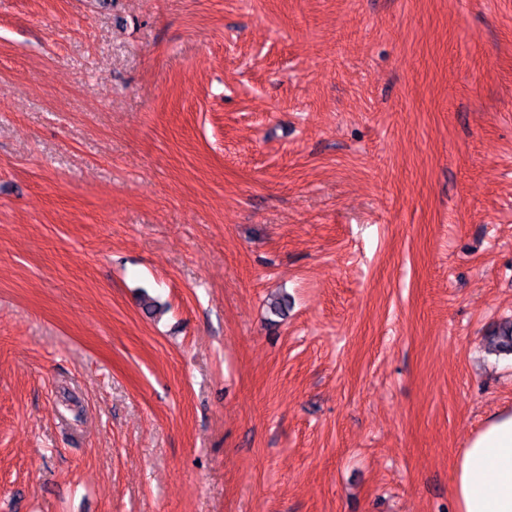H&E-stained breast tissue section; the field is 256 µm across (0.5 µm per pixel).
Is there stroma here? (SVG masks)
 <instances>
[{
    "label": "stroma",
    "instance_id": "stroma-1",
    "mask_svg": "<svg viewBox=\"0 0 512 512\" xmlns=\"http://www.w3.org/2000/svg\"><path fill=\"white\" fill-rule=\"evenodd\" d=\"M510 317L512 0H0V512H455ZM487 341L492 352L512 355V321L493 329L487 336Z\"/></svg>",
    "mask_w": 512,
    "mask_h": 512
}]
</instances>
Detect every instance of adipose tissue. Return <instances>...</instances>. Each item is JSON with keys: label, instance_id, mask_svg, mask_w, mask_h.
<instances>
[{"label": "adipose tissue", "instance_id": "obj_1", "mask_svg": "<svg viewBox=\"0 0 512 512\" xmlns=\"http://www.w3.org/2000/svg\"><path fill=\"white\" fill-rule=\"evenodd\" d=\"M456 512H512V410L472 435L452 474Z\"/></svg>", "mask_w": 512, "mask_h": 512}]
</instances>
